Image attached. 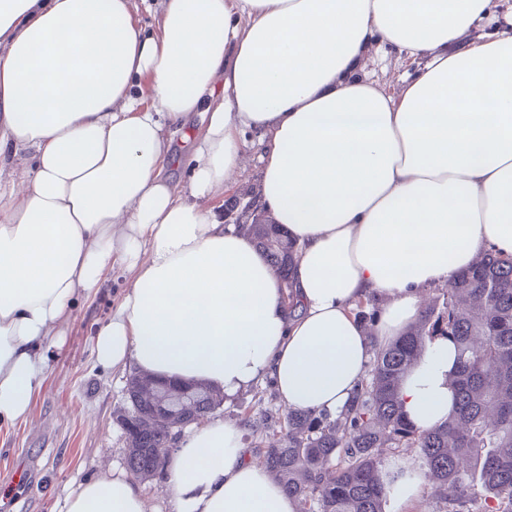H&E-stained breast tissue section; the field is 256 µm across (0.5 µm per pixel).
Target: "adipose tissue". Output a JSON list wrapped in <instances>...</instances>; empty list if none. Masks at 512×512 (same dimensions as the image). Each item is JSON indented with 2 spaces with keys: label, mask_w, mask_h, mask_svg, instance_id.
Here are the masks:
<instances>
[{
  "label": "adipose tissue",
  "mask_w": 512,
  "mask_h": 512,
  "mask_svg": "<svg viewBox=\"0 0 512 512\" xmlns=\"http://www.w3.org/2000/svg\"><path fill=\"white\" fill-rule=\"evenodd\" d=\"M0 0V426L26 420L78 298L128 286L98 364L204 383L271 381L336 416L425 292L485 251L512 256V10L495 0ZM493 22L462 51L451 43ZM421 58L397 94L353 75L371 47ZM203 117L172 182L176 128ZM258 133L260 201L295 243L283 289L214 207ZM30 155V167L14 170ZM296 310H289L287 300ZM379 302L373 328L358 302ZM456 347L428 339L400 385L427 430L455 407ZM217 414L178 438L164 506L122 472L59 512H299Z\"/></svg>",
  "instance_id": "obj_1"
}]
</instances>
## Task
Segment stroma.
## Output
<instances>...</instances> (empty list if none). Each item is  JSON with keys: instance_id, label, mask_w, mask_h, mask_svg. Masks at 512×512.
Masks as SVG:
<instances>
[{"instance_id": "35a3bbf8", "label": "stroma", "mask_w": 512, "mask_h": 512, "mask_svg": "<svg viewBox=\"0 0 512 512\" xmlns=\"http://www.w3.org/2000/svg\"><path fill=\"white\" fill-rule=\"evenodd\" d=\"M419 65L374 50L360 74L393 94ZM126 286L123 276L111 274L96 293L75 304L61 342L45 354L44 382L28 419L0 428V512H57L59 501L78 484L123 467L126 442L119 420L128 408L127 377L99 366L93 344ZM219 412L228 422L247 417L258 424L257 432L246 435L253 460L286 432L288 410L269 381L221 403Z\"/></svg>"}]
</instances>
